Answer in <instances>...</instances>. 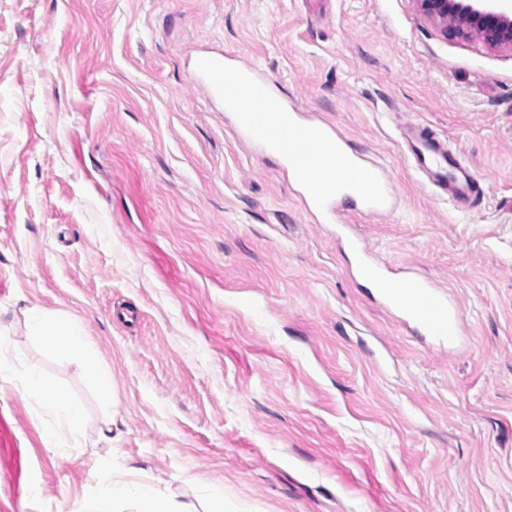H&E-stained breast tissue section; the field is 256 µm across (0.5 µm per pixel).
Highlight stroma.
<instances>
[{
	"instance_id": "35a3bbf8",
	"label": "stroma",
	"mask_w": 512,
	"mask_h": 512,
	"mask_svg": "<svg viewBox=\"0 0 512 512\" xmlns=\"http://www.w3.org/2000/svg\"><path fill=\"white\" fill-rule=\"evenodd\" d=\"M264 72L397 196L343 220L379 261L458 302L464 342L407 329L354 271L285 162L241 139L196 78ZM422 124L484 189L426 186ZM84 324L112 372L32 339ZM0 362L81 405L79 436L0 373V512H92L121 474L191 512H512V51L416 0H0ZM27 328L31 336L47 340L58 352L81 357L88 368V379L98 386L104 402L108 404L110 374L98 365L80 321L62 313L31 309Z\"/></svg>"
}]
</instances>
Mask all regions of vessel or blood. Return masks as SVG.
<instances>
[{"mask_svg": "<svg viewBox=\"0 0 512 512\" xmlns=\"http://www.w3.org/2000/svg\"><path fill=\"white\" fill-rule=\"evenodd\" d=\"M229 72L237 73L239 82L236 90L228 94L224 91V76ZM198 77L213 95L223 98L225 109L233 112L240 137L267 149H278L304 189L309 206L335 214V205L344 198L345 190L332 182L326 157L328 149L346 150L344 139L325 125L301 120L293 112L285 115L283 121H270L269 105L274 97L268 79L251 66L234 63L230 55H202L198 60ZM406 150L413 169L429 184L449 192L454 199L472 200V172L430 128L411 127ZM360 202L377 214L392 209L394 193L381 173H374L373 187ZM351 247L356 273L374 283L382 301L403 323L448 346L461 344L463 314L454 298L427 279L390 269L371 255L359 239L352 238Z\"/></svg>", "mask_w": 512, "mask_h": 512, "instance_id": "vessel-or-blood-1", "label": "vessel or blood"}]
</instances>
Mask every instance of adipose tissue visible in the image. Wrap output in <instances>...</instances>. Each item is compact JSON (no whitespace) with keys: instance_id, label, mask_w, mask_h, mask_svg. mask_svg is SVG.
Here are the masks:
<instances>
[{"instance_id":"ef3b65f1","label":"adipose tissue","mask_w":512,"mask_h":512,"mask_svg":"<svg viewBox=\"0 0 512 512\" xmlns=\"http://www.w3.org/2000/svg\"><path fill=\"white\" fill-rule=\"evenodd\" d=\"M27 328L31 336L47 340L58 352L81 357L87 365L89 380L98 386L102 396H109L110 375L98 365L80 321L62 313L33 309L28 313ZM14 374L46 413L58 418L72 432L81 430L83 413L78 404L61 401L50 393L33 368L21 367L15 369ZM129 499L136 501L138 512H185L182 504L174 499L161 497L145 486L117 478L104 479L96 512H110L111 505Z\"/></svg>"}]
</instances>
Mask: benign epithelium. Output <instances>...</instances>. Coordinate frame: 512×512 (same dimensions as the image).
<instances>
[{"label":"benign epithelium","mask_w":512,"mask_h":512,"mask_svg":"<svg viewBox=\"0 0 512 512\" xmlns=\"http://www.w3.org/2000/svg\"><path fill=\"white\" fill-rule=\"evenodd\" d=\"M421 11L445 30L476 31L493 48L512 50V16L488 9L482 0H417Z\"/></svg>","instance_id":"obj_1"}]
</instances>
